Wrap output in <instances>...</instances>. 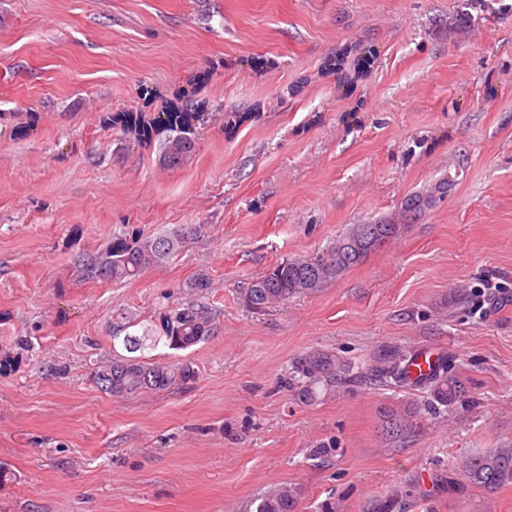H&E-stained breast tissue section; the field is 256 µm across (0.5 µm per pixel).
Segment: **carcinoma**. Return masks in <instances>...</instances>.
Returning a JSON list of instances; mask_svg holds the SVG:
<instances>
[{
	"label": "carcinoma",
	"instance_id": "cac0c4a2",
	"mask_svg": "<svg viewBox=\"0 0 512 512\" xmlns=\"http://www.w3.org/2000/svg\"><path fill=\"white\" fill-rule=\"evenodd\" d=\"M398 230V225L382 221L355 224L322 253L286 259L271 267L253 281L242 300L248 309L259 312L294 295L321 288L362 263L374 251V241L390 239ZM184 242L185 239L178 235L160 236L145 239L131 248L119 246L94 263L93 269L97 271L103 266L109 270L106 277L131 280L149 266L172 256ZM212 330V318L207 308L189 305L175 311L167 323L165 340L172 349H187L206 340ZM118 338L116 334L112 336L114 340ZM120 339L131 356L113 361L96 374V383L104 392L116 397L143 390L163 392L175 389L194 377V370L187 365L148 363L133 356V353L147 347H156L160 338L126 335ZM407 361L408 355L395 353L379 362L375 372L380 378H391L406 385ZM307 373L317 379L329 378L336 374V360L328 356L316 357L310 361ZM427 384L441 405H448L461 393L459 387L448 380L443 365L430 376ZM382 417L388 433L416 432V411L410 405L399 411L386 410ZM453 469L465 483L493 493L512 484V448H496L469 456L454 464ZM295 505L294 494L283 488L259 498L256 512H294Z\"/></svg>",
	"mask_w": 512,
	"mask_h": 512
}]
</instances>
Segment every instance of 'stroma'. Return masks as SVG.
Listing matches in <instances>:
<instances>
[{
	"instance_id": "35a3bbf8",
	"label": "stroma",
	"mask_w": 512,
	"mask_h": 512,
	"mask_svg": "<svg viewBox=\"0 0 512 512\" xmlns=\"http://www.w3.org/2000/svg\"><path fill=\"white\" fill-rule=\"evenodd\" d=\"M193 150L165 159L172 141ZM451 180L416 217L404 201ZM385 220L386 245L262 312L278 262ZM198 232L132 280L116 245ZM205 278V290L189 289ZM512 0H0V512H512L448 483L512 447ZM195 304L213 334L122 397L113 332ZM440 350L462 395L380 384ZM321 353L349 370L309 381ZM413 406L415 436L381 411ZM193 377L194 370L188 365L148 363L138 357H122L99 371L95 379L101 390L119 397L143 390L168 391ZM257 501L256 512H293L296 505V498L288 488L262 496Z\"/></svg>"
}]
</instances>
